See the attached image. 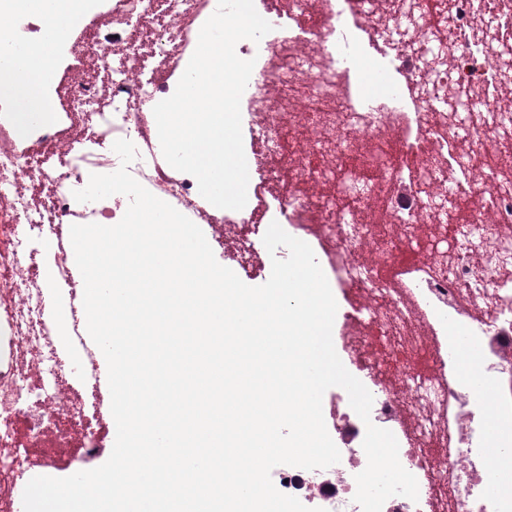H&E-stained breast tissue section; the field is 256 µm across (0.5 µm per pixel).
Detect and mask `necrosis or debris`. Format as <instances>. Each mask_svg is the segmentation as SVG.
<instances>
[{
  "instance_id": "4bbe7bcc",
  "label": "necrosis or debris",
  "mask_w": 512,
  "mask_h": 512,
  "mask_svg": "<svg viewBox=\"0 0 512 512\" xmlns=\"http://www.w3.org/2000/svg\"><path fill=\"white\" fill-rule=\"evenodd\" d=\"M321 21L307 25L313 2ZM104 26L85 25L65 39L69 54L101 78V86L57 82L58 51L49 52L41 81L45 94L39 120L18 118L28 99L27 77L6 64L0 85V512H17L27 484L17 460L39 448L40 465L51 471L58 457L45 437L56 432L60 445L77 442L85 457H96L113 423L100 378V358L88 338L83 293L70 292L68 338L82 351V390L74 392L71 370L59 351L57 331L42 278L46 255H53L60 277L73 281L70 228L75 224L111 226L130 200L116 194L80 202L76 190L90 175L120 166L116 140L134 143L138 157L131 175L148 191L197 224H220L216 244L232 242L239 267L249 266L254 238L243 224H305L316 221L344 255L343 278L371 290L370 322L384 334L404 335L412 326L405 295L425 304L433 333L434 375H420L412 356L395 357L389 383L371 386L375 419L408 408L415 427L426 434L448 430L441 476L420 485L417 500L387 499L382 512H426L444 499L447 512H512V178L490 172L473 182L470 217L459 225L447 249H427L423 262L407 263L404 293L382 282L375 269L396 249L392 238L373 233L366 218L371 201L354 182L340 181L335 195L294 192L291 181L324 176L315 160L330 150L331 166L343 168L354 146L377 139L383 129L400 140L434 141L420 169L399 175L390 217L404 233L419 224L445 226V182L463 169L448 148L468 140L471 151L488 141L512 140V113L499 107L500 93L512 86V0H286L287 10L263 5L259 14L273 26L260 42H238V53L255 65L243 93L252 117L250 135L258 183L276 187L273 206L245 207L234 215L209 210L193 179L160 161L152 140L154 106L169 90L168 77L198 37L218 0H102ZM72 0H0V40L12 51L38 13L52 10L66 23ZM306 135L285 165H276L289 129ZM354 200L356 220H348L339 198ZM482 252L481 264L468 253ZM371 253L373 264L360 261ZM482 348L477 381L448 372L459 344ZM492 394L490 404L478 392ZM333 427L342 440L338 463L306 470L280 465L271 472L275 487L297 497L313 512H362L354 496L355 477L367 465L356 443L360 433L346 395L336 400Z\"/></svg>"
}]
</instances>
